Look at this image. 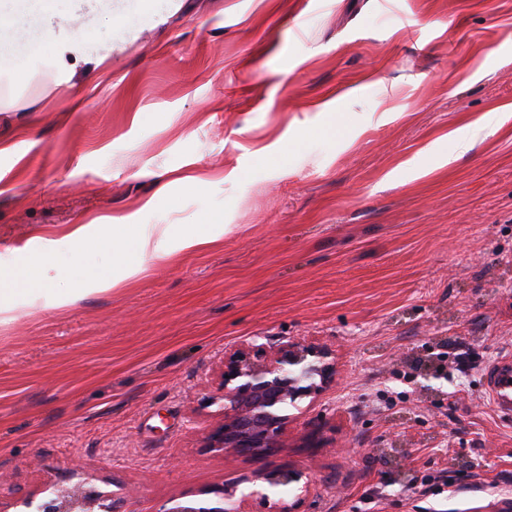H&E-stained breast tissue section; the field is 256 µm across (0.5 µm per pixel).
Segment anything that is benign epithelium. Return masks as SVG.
Here are the masks:
<instances>
[{
	"instance_id": "benign-epithelium-1",
	"label": "benign epithelium",
	"mask_w": 512,
	"mask_h": 512,
	"mask_svg": "<svg viewBox=\"0 0 512 512\" xmlns=\"http://www.w3.org/2000/svg\"><path fill=\"white\" fill-rule=\"evenodd\" d=\"M314 360H308V357ZM326 352L309 346L284 344L268 353L262 344L237 349L224 357L219 394L223 418L206 436L205 447L212 452H233L258 460L272 457L288 447V416L283 410L302 396L319 388L332 377ZM297 471L262 472L255 480L262 485L248 493L238 486L224 485L208 490L214 498L164 508L161 512H224V502L233 512H249L255 499L267 506V512H297L298 503L275 498V489L301 479ZM29 512H129L120 497L108 499L96 487L86 483L76 489L59 485L37 502L25 503Z\"/></svg>"
}]
</instances>
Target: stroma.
Instances as JSON below:
<instances>
[{"instance_id":"stroma-1","label":"stroma","mask_w":512,"mask_h":512,"mask_svg":"<svg viewBox=\"0 0 512 512\" xmlns=\"http://www.w3.org/2000/svg\"><path fill=\"white\" fill-rule=\"evenodd\" d=\"M94 71L47 48L0 67V268L49 285L122 267L61 243L76 218L224 224L222 246L0 323V512L76 476L129 512L261 469L298 512H512V423L484 373L512 352V0H179ZM499 113L451 163L449 131ZM201 186L182 185L184 175ZM322 347L288 446L215 454L224 356ZM447 474L449 492L415 484Z\"/></svg>"}]
</instances>
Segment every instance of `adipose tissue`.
Listing matches in <instances>:
<instances>
[{
	"instance_id": "ef3b65f1",
	"label": "adipose tissue",
	"mask_w": 512,
	"mask_h": 512,
	"mask_svg": "<svg viewBox=\"0 0 512 512\" xmlns=\"http://www.w3.org/2000/svg\"><path fill=\"white\" fill-rule=\"evenodd\" d=\"M37 18L42 40L52 52L59 69L74 72L81 64L101 66L104 56H91L94 26L111 13L112 0H22ZM99 235V244L133 277L146 271L148 263L174 262L180 253L203 250L220 244L223 230L190 226L173 231L164 224H130L128 216H102L89 223L72 225L62 240L71 244Z\"/></svg>"
}]
</instances>
